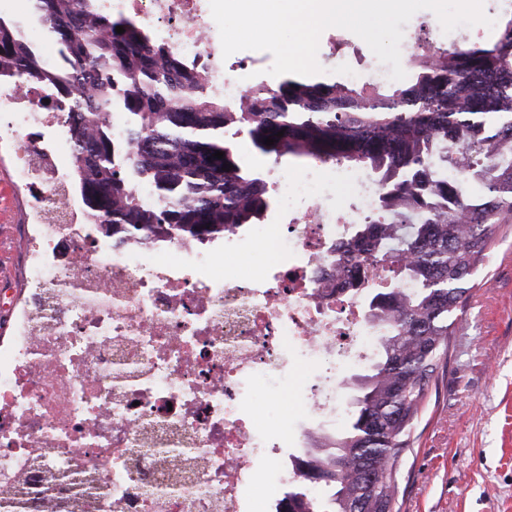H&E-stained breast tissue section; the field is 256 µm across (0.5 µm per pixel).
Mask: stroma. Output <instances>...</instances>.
<instances>
[{
	"label": "stroma",
	"mask_w": 512,
	"mask_h": 512,
	"mask_svg": "<svg viewBox=\"0 0 512 512\" xmlns=\"http://www.w3.org/2000/svg\"><path fill=\"white\" fill-rule=\"evenodd\" d=\"M341 54L354 61L371 57L355 34L326 29L318 62ZM326 77H333L327 69ZM249 165L264 173L270 194L278 175L302 172L309 162L275 158L242 145ZM487 262L451 338L448 363L431 387L413 431L414 442L402 454L397 473L400 512H512V227H501ZM353 367L341 375L337 398L315 419L301 412L300 396L322 374L300 361L288 372L287 388L259 402L263 418L282 416L288 425L286 448L301 453L309 435L339 431L354 394Z\"/></svg>",
	"instance_id": "1"
}]
</instances>
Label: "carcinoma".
Listing matches in <instances>:
<instances>
[{
  "mask_svg": "<svg viewBox=\"0 0 512 512\" xmlns=\"http://www.w3.org/2000/svg\"><path fill=\"white\" fill-rule=\"evenodd\" d=\"M31 2L59 59L47 65L0 16V82L74 93L70 179L105 236L205 244L261 221L268 183L245 167L241 135L264 156L348 162L376 175L377 211L353 228L336 271H348L354 254L398 280L372 299L384 328L379 359L359 376L346 428L305 450L306 476L328 494L317 498L293 481L287 501L288 512H399L400 457L447 359L455 313L497 230L512 223V18L493 43L415 55L401 82L285 76L274 88L250 87L244 111L212 96L135 21L100 14L95 0ZM115 112L124 119L120 138ZM218 151L223 158L213 157ZM141 185L154 204L141 202Z\"/></svg>",
  "mask_w": 512,
  "mask_h": 512,
  "instance_id": "cac0c4a2",
  "label": "carcinoma"
}]
</instances>
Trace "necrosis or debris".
<instances>
[{
	"label": "necrosis or debris",
	"instance_id": "necrosis-or-debris-1",
	"mask_svg": "<svg viewBox=\"0 0 512 512\" xmlns=\"http://www.w3.org/2000/svg\"><path fill=\"white\" fill-rule=\"evenodd\" d=\"M95 2L136 19L226 105L246 94L224 71L209 0ZM72 103L48 83L0 87L27 198L23 291L0 277V512L27 499L37 512H251L256 463L282 440L250 411L259 392L279 386L292 353L335 377L374 352L365 299L383 273L338 278L333 250L375 211L376 178L344 174L358 205L342 213L319 206V180L286 178L288 228L251 224L213 252L105 245L69 193ZM243 242L265 263L220 268Z\"/></svg>",
	"mask_w": 512,
	"mask_h": 512
}]
</instances>
